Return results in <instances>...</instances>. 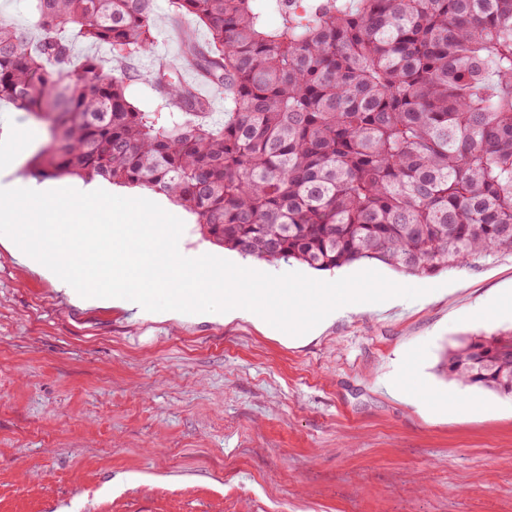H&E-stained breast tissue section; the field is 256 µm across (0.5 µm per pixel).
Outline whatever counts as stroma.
I'll return each mask as SVG.
<instances>
[{
    "label": "stroma",
    "instance_id": "stroma-1",
    "mask_svg": "<svg viewBox=\"0 0 512 512\" xmlns=\"http://www.w3.org/2000/svg\"><path fill=\"white\" fill-rule=\"evenodd\" d=\"M128 95L164 111L154 77L180 65L171 0ZM31 130L16 177L47 139ZM0 236V512H512V399L449 381L445 349L512 328L479 307L512 286V255L411 276L427 295L336 319L288 344L222 315L158 323L83 309ZM426 378L424 406L391 384ZM458 394L478 409L436 405Z\"/></svg>",
    "mask_w": 512,
    "mask_h": 512
}]
</instances>
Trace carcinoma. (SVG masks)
<instances>
[{
    "instance_id": "1",
    "label": "carcinoma",
    "mask_w": 512,
    "mask_h": 512,
    "mask_svg": "<svg viewBox=\"0 0 512 512\" xmlns=\"http://www.w3.org/2000/svg\"><path fill=\"white\" fill-rule=\"evenodd\" d=\"M208 31L183 54L232 107L216 124L169 68L175 112L74 58L68 32L150 50L154 0H35L0 21V102L50 120L42 178L163 194L215 245L332 270L427 275L512 253V0H172ZM278 22L271 25L268 16ZM450 380L512 398V329L447 349ZM33 0H0V21L28 28L34 20Z\"/></svg>"
}]
</instances>
